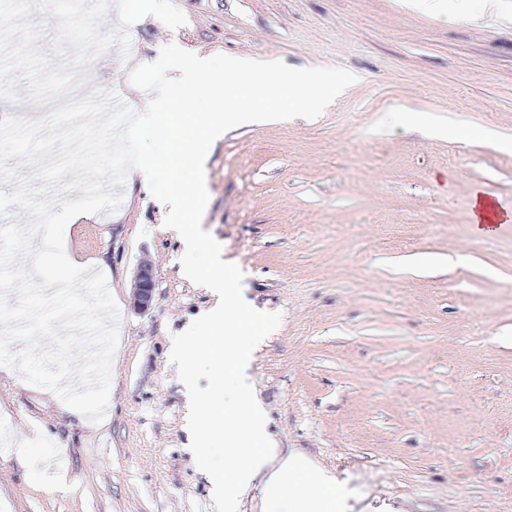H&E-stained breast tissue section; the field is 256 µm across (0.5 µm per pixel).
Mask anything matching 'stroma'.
Returning a JSON list of instances; mask_svg holds the SVG:
<instances>
[{
    "label": "stroma",
    "instance_id": "35a3bbf8",
    "mask_svg": "<svg viewBox=\"0 0 512 512\" xmlns=\"http://www.w3.org/2000/svg\"><path fill=\"white\" fill-rule=\"evenodd\" d=\"M174 3L184 26L137 20L136 50L99 56L90 86L137 108L131 72L170 43L362 78L318 118L227 133L205 169L203 229L242 269L245 300L282 315L250 369L276 448L357 490L355 512H512V152L404 116L512 135V27L402 0ZM120 193L116 212L64 233L69 259L110 268L105 417L0 368V512H215L170 350L217 298L183 276L185 247L148 183L127 174ZM478 196L494 232L472 223ZM143 264L154 292L141 313ZM135 307L147 311L153 300L154 275L149 265H141L136 275Z\"/></svg>",
    "mask_w": 512,
    "mask_h": 512
}]
</instances>
